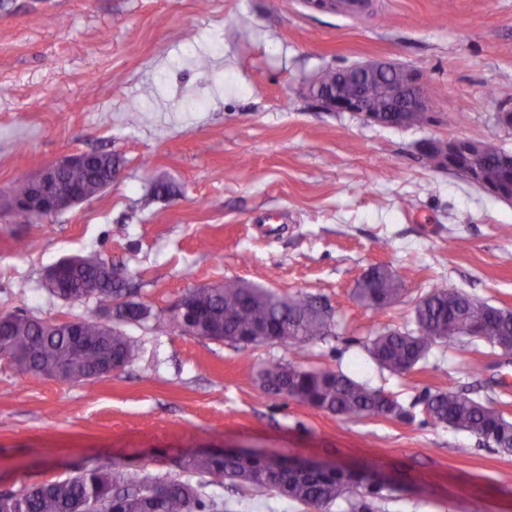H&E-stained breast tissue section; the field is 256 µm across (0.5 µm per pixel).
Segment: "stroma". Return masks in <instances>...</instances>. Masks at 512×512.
<instances>
[{
  "label": "stroma",
  "instance_id": "1",
  "mask_svg": "<svg viewBox=\"0 0 512 512\" xmlns=\"http://www.w3.org/2000/svg\"><path fill=\"white\" fill-rule=\"evenodd\" d=\"M366 60L422 72L438 124L377 125L309 95L322 71ZM508 95L512 0H371L356 15L308 0H0V314L95 315V301L43 286L71 255L125 266L161 315L227 279L302 292L334 321L306 366L343 371L410 414L344 419L269 394L256 373L294 360L285 343L128 324L133 360L91 383L0 358V490L113 462L172 475L184 454L229 451L375 475L390 490L374 512H512V451L432 424L420 405L452 386L512 420V352L451 340L398 375L365 348L383 328L414 330L416 302L438 283L512 309V203L419 153L422 140L476 132L512 151V127L495 119ZM86 151L112 153L120 178L16 223L15 185ZM380 263L407 292L377 313L351 290ZM211 489L224 512H309L272 490Z\"/></svg>",
  "mask_w": 512,
  "mask_h": 512
}]
</instances>
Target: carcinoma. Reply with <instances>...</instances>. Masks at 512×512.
Returning a JSON list of instances; mask_svg holds the SVG:
<instances>
[{"label":"carcinoma","mask_w":512,"mask_h":512,"mask_svg":"<svg viewBox=\"0 0 512 512\" xmlns=\"http://www.w3.org/2000/svg\"><path fill=\"white\" fill-rule=\"evenodd\" d=\"M397 75L365 77L342 82L329 69L321 75L323 90L338 98L364 93L366 105L386 107L382 83ZM483 147L481 182L478 186L500 199L512 198V161L507 150L474 135ZM426 163L450 170L443 152L423 142ZM115 165L110 153L98 155L91 169L67 172L61 188H78L95 196L112 178ZM60 288L55 296L74 303L93 299L98 315L82 318L83 335L75 338L67 325L17 313L3 315L0 323V358L21 373L61 381H94L124 368L134 357V346L120 329L127 319L139 323L155 319V329L177 330L171 318L153 314L152 306L128 299L133 292L125 268L89 255L58 270ZM404 280L386 265L371 267L356 282L353 299L383 312L402 298ZM191 307L202 317L204 339L248 345L261 342L256 331L280 333L297 348V360L271 363L260 372L266 389L315 409L347 418L410 417L395 398L355 380L341 371L305 366V347L326 335L333 326L328 308L304 294H281L240 279L186 290ZM416 330L385 328L366 343L372 359L382 368L403 375L425 360L433 345L455 338H482L494 346L512 344V310L475 300L457 288L436 285L414 306ZM426 416L437 425L468 432L482 441L512 450V421L498 410L471 399L454 387L430 392L422 398ZM176 475L145 473L129 478L119 463L81 471L39 490L0 491V512H224V499L209 492L217 479L232 485L268 489L309 507L312 512H331L340 501L351 512H373L372 500L383 489L368 483L367 476L337 468L297 471L273 456L199 454L178 464Z\"/></svg>","instance_id":"cac0c4a2"}]
</instances>
